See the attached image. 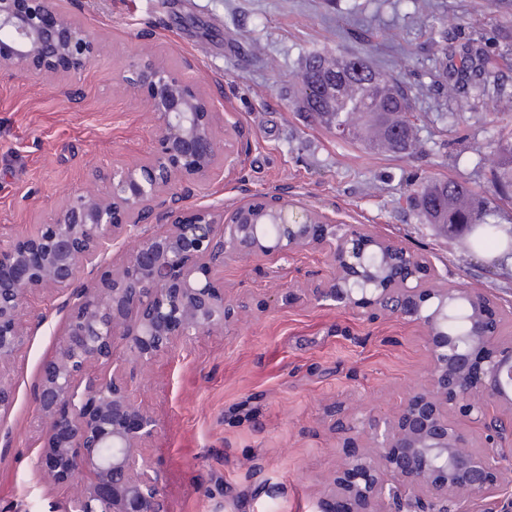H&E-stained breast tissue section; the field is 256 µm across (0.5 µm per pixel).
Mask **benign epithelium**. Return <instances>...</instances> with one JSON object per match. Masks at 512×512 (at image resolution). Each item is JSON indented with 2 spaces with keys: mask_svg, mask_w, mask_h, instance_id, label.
<instances>
[{
  "mask_svg": "<svg viewBox=\"0 0 512 512\" xmlns=\"http://www.w3.org/2000/svg\"><path fill=\"white\" fill-rule=\"evenodd\" d=\"M97 55L96 35L54 0H0V72L71 78ZM123 82L146 91L157 122L149 161L112 167L108 192L70 194L35 233L0 244V420L14 403L4 365L27 336L28 296H67L59 349L43 368L36 400L46 420L43 477L64 484L81 476L68 512H164L143 455L159 419L136 403L128 380L96 369L119 354L147 369L177 342L237 320L240 306L214 277L225 262L251 254L287 259L311 248L326 252L332 269L311 288L315 302L369 317L388 311L427 331L426 386L411 390L391 417L349 414L345 430L366 435L369 450L336 474L331 512H383L386 503L393 512H445L450 500L501 495L511 509L512 453L498 444L512 438V427L504 433L495 424L512 417V341L499 335L500 308L480 292L436 286L424 256L367 226L336 224L280 194L183 218L172 206L179 186L213 177L223 161L214 103L161 59L129 60ZM150 219L159 230L138 231ZM270 224L276 235L266 237ZM112 248L120 262L91 286L75 287ZM456 305L465 309L466 336L449 328ZM454 412L481 427V447Z\"/></svg>",
  "mask_w": 512,
  "mask_h": 512,
  "instance_id": "benign-epithelium-1",
  "label": "benign epithelium"
}]
</instances>
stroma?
Masks as SVG:
<instances>
[{"instance_id":"35a3bbf8","label":"stroma","mask_w":512,"mask_h":512,"mask_svg":"<svg viewBox=\"0 0 512 512\" xmlns=\"http://www.w3.org/2000/svg\"><path fill=\"white\" fill-rule=\"evenodd\" d=\"M99 39L82 75L44 82L0 72V240L36 232L99 170L150 157L158 131L125 63L153 55L216 105L235 165L185 187L184 213L279 192L339 224H363L426 255L448 284L512 307V261L467 248L409 208L410 174L490 192L500 126L512 125V0H433L452 44L479 46L494 83L456 112L439 86L458 58L432 54L421 0H57ZM361 56L413 84L422 150L393 154L339 140L297 107L308 53ZM330 272L320 250L224 266L242 303L224 331L180 344L146 370L123 364L160 421L145 451L166 512H320L349 454L337 424L353 409L394 415L423 385L424 328L321 306L306 290ZM67 310L33 295L28 335L8 365L15 403L0 424V512H66L74 488L47 483L35 391Z\"/></svg>"}]
</instances>
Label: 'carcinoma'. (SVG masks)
I'll list each match as a JSON object with an SVG mask.
<instances>
[{"label":"carcinoma","instance_id":"1","mask_svg":"<svg viewBox=\"0 0 512 512\" xmlns=\"http://www.w3.org/2000/svg\"><path fill=\"white\" fill-rule=\"evenodd\" d=\"M430 46L437 56L460 55V66L455 75L440 85V93L459 112L471 108L475 93L485 89L491 70L482 58V52L471 44L455 49L447 44L446 33L431 27ZM321 62L336 72V81L347 92V101L340 104L329 84L312 74L301 87L303 108L328 132L336 134V122L352 125L357 130L355 141L368 147L393 152V138L401 136L403 153L417 143V128L407 116L406 102L410 87L386 73L373 69L359 59L367 74L357 73L353 64L342 63L320 54L309 57L305 69ZM493 196L500 199L512 196V130L501 136L497 144V161L491 180ZM409 204L429 224L448 234L456 227L473 224L478 230L468 242L469 249L485 251L493 243H500L502 226L488 217L495 212L492 200L471 193L452 180L428 179L412 190Z\"/></svg>","mask_w":512,"mask_h":512}]
</instances>
